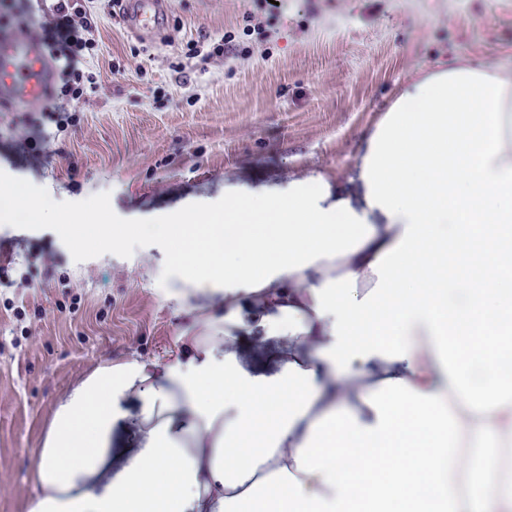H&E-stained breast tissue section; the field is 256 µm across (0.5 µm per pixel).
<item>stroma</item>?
<instances>
[{
	"label": "stroma",
	"instance_id": "stroma-1",
	"mask_svg": "<svg viewBox=\"0 0 512 512\" xmlns=\"http://www.w3.org/2000/svg\"><path fill=\"white\" fill-rule=\"evenodd\" d=\"M77 2L97 16L95 93L63 131L52 108L0 107V175L53 211L0 223V512H29L80 381L129 361L163 370L183 337L222 333L221 298L167 296L176 257L210 267L207 249L186 256L127 225L313 181L360 191L368 139L403 88L462 64L512 70V0H170L149 39L107 0ZM202 35L224 54L187 58ZM64 215L98 240L73 246ZM126 410L107 448L118 463L143 440L137 397Z\"/></svg>",
	"mask_w": 512,
	"mask_h": 512
}]
</instances>
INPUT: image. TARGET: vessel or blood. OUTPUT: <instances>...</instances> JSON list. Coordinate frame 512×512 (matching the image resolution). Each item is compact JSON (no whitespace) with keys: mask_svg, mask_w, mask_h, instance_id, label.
<instances>
[{"mask_svg":"<svg viewBox=\"0 0 512 512\" xmlns=\"http://www.w3.org/2000/svg\"><path fill=\"white\" fill-rule=\"evenodd\" d=\"M168 0H126L123 21L139 35L157 34L167 19ZM57 72L42 41L0 30V103L45 104Z\"/></svg>","mask_w":512,"mask_h":512,"instance_id":"b4317fda","label":"vessel or blood"}]
</instances>
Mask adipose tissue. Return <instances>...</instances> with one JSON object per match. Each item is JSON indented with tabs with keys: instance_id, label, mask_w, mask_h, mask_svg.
<instances>
[{
	"instance_id": "1",
	"label": "adipose tissue",
	"mask_w": 512,
	"mask_h": 512,
	"mask_svg": "<svg viewBox=\"0 0 512 512\" xmlns=\"http://www.w3.org/2000/svg\"><path fill=\"white\" fill-rule=\"evenodd\" d=\"M359 180L354 200L300 184L156 218L223 254L220 273L178 265L171 295L222 297L224 333L159 374L131 361L82 380L30 512H512V377L497 370L512 355V72L455 66L404 89ZM25 195L0 179L1 223H44L43 206L14 209ZM254 332L275 369L231 351ZM136 391L145 442L88 488ZM452 430L469 438L460 473Z\"/></svg>"
}]
</instances>
